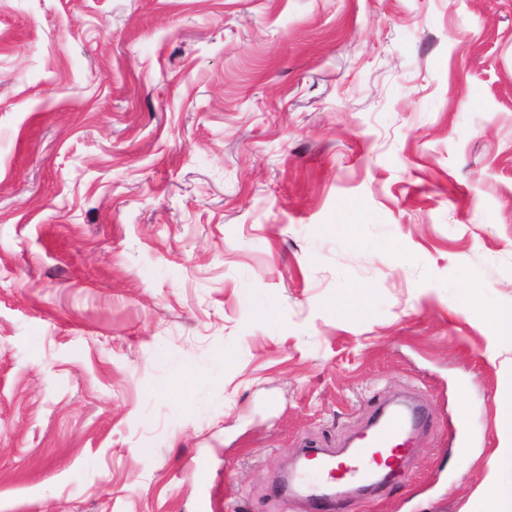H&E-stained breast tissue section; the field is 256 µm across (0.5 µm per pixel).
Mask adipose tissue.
I'll list each match as a JSON object with an SVG mask.
<instances>
[{
  "mask_svg": "<svg viewBox=\"0 0 512 512\" xmlns=\"http://www.w3.org/2000/svg\"><path fill=\"white\" fill-rule=\"evenodd\" d=\"M496 429L502 443L488 460L491 488L483 512H512V375L501 387Z\"/></svg>",
  "mask_w": 512,
  "mask_h": 512,
  "instance_id": "1",
  "label": "adipose tissue"
}]
</instances>
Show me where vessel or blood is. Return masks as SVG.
<instances>
[{
  "label": "vessel or blood",
  "instance_id": "b4317fda",
  "mask_svg": "<svg viewBox=\"0 0 512 512\" xmlns=\"http://www.w3.org/2000/svg\"><path fill=\"white\" fill-rule=\"evenodd\" d=\"M421 425V416L405 406L378 407L376 417L355 448L343 457L319 454L307 449L306 454L315 463L316 478L328 482L363 483L376 475L379 469L397 474L410 452V442ZM277 492L301 497L308 512H325L333 502L330 494L316 489L299 493L295 476H288L276 487Z\"/></svg>",
  "mask_w": 512,
  "mask_h": 512
}]
</instances>
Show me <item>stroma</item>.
<instances>
[{
  "mask_svg": "<svg viewBox=\"0 0 512 512\" xmlns=\"http://www.w3.org/2000/svg\"><path fill=\"white\" fill-rule=\"evenodd\" d=\"M509 308L512 0H0V512H479ZM421 421L420 414L405 406H380L367 433L346 456L319 455L315 448H307L306 455L315 463L316 478L328 482L363 483L375 476L382 467L388 469V475L393 476L401 470L410 452L413 434ZM384 454H387L385 460ZM296 476L291 474L283 479L276 487V491L287 493L288 496L298 497L307 506L308 512H325L321 511L333 503V495L319 491L318 489L309 490L301 493L296 486Z\"/></svg>",
  "mask_w": 512,
  "mask_h": 512,
  "instance_id": "35a3bbf8",
  "label": "stroma"
}]
</instances>
